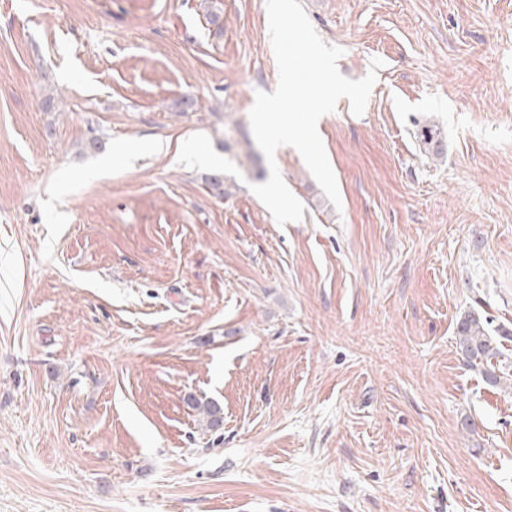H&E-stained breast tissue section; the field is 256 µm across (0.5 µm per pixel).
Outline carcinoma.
<instances>
[{"mask_svg":"<svg viewBox=\"0 0 512 512\" xmlns=\"http://www.w3.org/2000/svg\"><path fill=\"white\" fill-rule=\"evenodd\" d=\"M455 336L461 358L471 367L481 371L485 380L498 385L502 381L501 369L495 360L501 356L487 329V321L480 314L468 311L459 316L455 324ZM206 418L207 424L214 428L222 423L221 407L214 403H194Z\"/></svg>","mask_w":512,"mask_h":512,"instance_id":"carcinoma-1","label":"carcinoma"}]
</instances>
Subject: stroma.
<instances>
[{
	"label": "stroma",
	"instance_id": "obj_1",
	"mask_svg": "<svg viewBox=\"0 0 512 512\" xmlns=\"http://www.w3.org/2000/svg\"><path fill=\"white\" fill-rule=\"evenodd\" d=\"M301 3L377 80L318 122L341 208L277 150L281 226L265 0H0V512H512V381L454 333L512 365V0ZM487 319L479 313L468 311L459 316L455 324V336L461 358L471 367L479 369L485 380L492 384L501 383L504 374L500 369L501 351L488 331ZM499 365L497 366L494 361Z\"/></svg>",
	"mask_w": 512,
	"mask_h": 512
}]
</instances>
